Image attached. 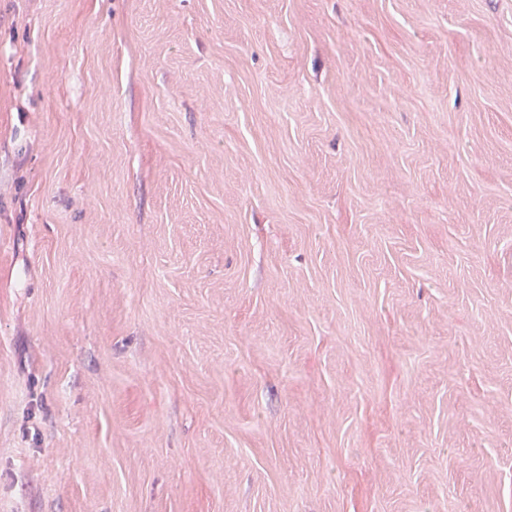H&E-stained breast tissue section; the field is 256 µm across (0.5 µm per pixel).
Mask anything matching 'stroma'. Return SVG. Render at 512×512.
<instances>
[{"label":"stroma","instance_id":"stroma-1","mask_svg":"<svg viewBox=\"0 0 512 512\" xmlns=\"http://www.w3.org/2000/svg\"><path fill=\"white\" fill-rule=\"evenodd\" d=\"M0 512H512V0H0Z\"/></svg>","mask_w":512,"mask_h":512}]
</instances>
